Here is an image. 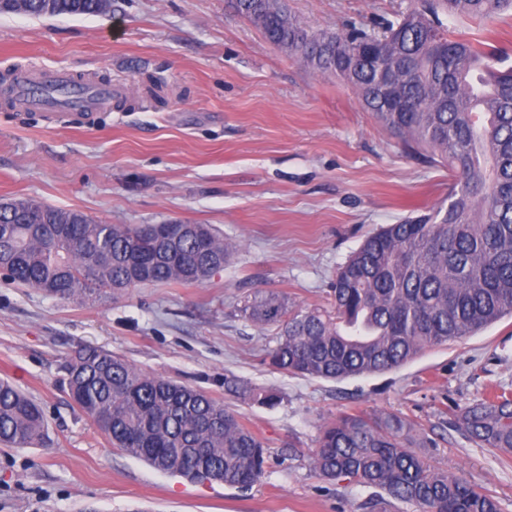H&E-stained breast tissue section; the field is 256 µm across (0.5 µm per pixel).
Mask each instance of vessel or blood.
I'll return each mask as SVG.
<instances>
[{
    "instance_id": "1",
    "label": "vessel or blood",
    "mask_w": 512,
    "mask_h": 512,
    "mask_svg": "<svg viewBox=\"0 0 512 512\" xmlns=\"http://www.w3.org/2000/svg\"><path fill=\"white\" fill-rule=\"evenodd\" d=\"M112 87L84 82L64 70L21 71L0 83V101L16 109L40 110L80 126L112 108Z\"/></svg>"
}]
</instances>
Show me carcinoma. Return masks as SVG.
<instances>
[{"label":"carcinoma","instance_id":"1","mask_svg":"<svg viewBox=\"0 0 512 512\" xmlns=\"http://www.w3.org/2000/svg\"><path fill=\"white\" fill-rule=\"evenodd\" d=\"M105 0H4L3 13L34 17L103 13ZM272 45L321 74H334L409 147L448 164L456 179L429 213L369 234L331 283L332 311L302 309L256 291L239 308L275 330L264 363L292 375L339 380L400 368L422 351L471 336L512 315V65L500 49L452 36L440 14L482 20L512 0H410L379 30H314L284 0H231ZM369 43L374 60L351 53ZM394 76L386 85L385 76ZM488 117L487 144L473 117ZM235 246L209 224H99L41 202L0 203V264L13 284L57 297L116 296L176 282L201 285ZM73 402L113 447L191 483L250 489L263 474L264 444L203 390L138 369L109 350L82 346L65 359ZM224 394L272 406L276 395L235 377ZM457 426L512 455V393L466 406ZM40 406L0 380V445L42 447ZM435 439L403 415L346 413L320 429L312 459L328 480L381 490L423 512H501L497 498L464 477L435 471L418 454Z\"/></svg>","mask_w":512,"mask_h":512}]
</instances>
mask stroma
Instances as JSON below:
<instances>
[{"label": "stroma", "instance_id": "35a3bbf8", "mask_svg": "<svg viewBox=\"0 0 512 512\" xmlns=\"http://www.w3.org/2000/svg\"><path fill=\"white\" fill-rule=\"evenodd\" d=\"M408 0H288L316 30L372 28ZM445 26L512 56V14ZM66 69L112 83L87 127L0 102V202L33 200L101 224H210L236 244L201 285L61 300L0 280V378L44 410L50 449L0 447V512H371L374 489L323 478L320 428L345 413H397L435 433L431 468L459 474L512 512V459L453 422L512 389V318L428 349L384 374L310 379L264 364L274 330L242 318L263 289L326 308L336 271L376 229L436 207L455 175L425 161L341 79L270 44L229 0H112L105 15L0 14V80ZM83 345L226 400L267 444L251 489L190 483L112 447L68 396L60 366ZM232 373L274 392L266 407L224 396Z\"/></svg>", "mask_w": 512, "mask_h": 512}]
</instances>
